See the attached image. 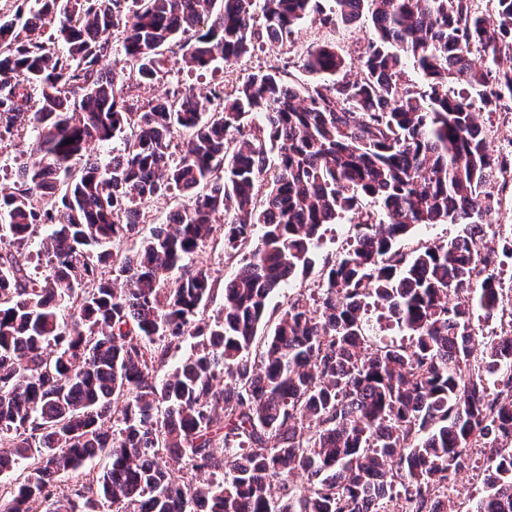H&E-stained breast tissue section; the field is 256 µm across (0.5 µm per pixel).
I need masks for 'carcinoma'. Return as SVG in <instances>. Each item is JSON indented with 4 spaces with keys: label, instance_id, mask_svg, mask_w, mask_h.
<instances>
[{
    "label": "carcinoma",
    "instance_id": "cac0c4a2",
    "mask_svg": "<svg viewBox=\"0 0 512 512\" xmlns=\"http://www.w3.org/2000/svg\"><path fill=\"white\" fill-rule=\"evenodd\" d=\"M328 2L22 0L0 13V144L30 128L37 155L0 185V512H512V348L472 327L503 302L497 253L475 231L501 203L486 188L512 185V150L488 149L469 96L512 113V67L498 65L512 0ZM365 11L354 79L331 44L300 60L327 80L298 88L267 69L229 92L135 99L100 67L117 30L151 83L175 46L192 67H230L306 17L334 30ZM116 137L109 163L90 153ZM171 190L190 203L119 256L138 234L133 204ZM365 199L378 210L362 213ZM231 209L224 252L250 256L208 321L216 286L193 257ZM350 212L348 246L252 359L272 297ZM447 223L462 233L400 250L415 227ZM370 306L409 343L378 344ZM100 456L102 474L57 492ZM468 462L495 465L483 493L439 498Z\"/></svg>",
    "mask_w": 512,
    "mask_h": 512
}]
</instances>
